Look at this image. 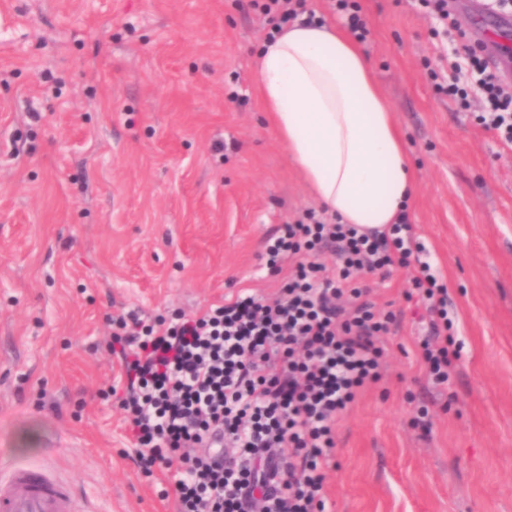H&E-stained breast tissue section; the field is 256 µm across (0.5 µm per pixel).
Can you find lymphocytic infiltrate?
<instances>
[{
  "label": "lymphocytic infiltrate",
  "mask_w": 512,
  "mask_h": 512,
  "mask_svg": "<svg viewBox=\"0 0 512 512\" xmlns=\"http://www.w3.org/2000/svg\"><path fill=\"white\" fill-rule=\"evenodd\" d=\"M466 53L482 75L485 125L512 142V87L474 48ZM327 249L334 265L320 259ZM423 251L407 219L363 231L311 211L266 242V265L281 278L275 297L246 291L197 314L118 316L109 350L126 389L117 405L140 473L175 471L161 498L176 512H326L338 422L382 379L384 339L400 327L353 278L388 275ZM421 269L413 285L430 319L419 361L443 384L459 352L447 291L429 264Z\"/></svg>",
  "instance_id": "lymphocytic-infiltrate-1"
}]
</instances>
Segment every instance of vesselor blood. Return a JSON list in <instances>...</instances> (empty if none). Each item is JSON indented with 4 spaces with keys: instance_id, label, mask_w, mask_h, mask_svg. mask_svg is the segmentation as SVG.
<instances>
[{
    "instance_id": "obj_1",
    "label": "vessel or blood",
    "mask_w": 512,
    "mask_h": 512,
    "mask_svg": "<svg viewBox=\"0 0 512 512\" xmlns=\"http://www.w3.org/2000/svg\"><path fill=\"white\" fill-rule=\"evenodd\" d=\"M0 512H78L70 486L49 470L10 463L0 469Z\"/></svg>"
}]
</instances>
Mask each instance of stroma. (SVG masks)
<instances>
[{
  "label": "stroma",
  "instance_id": "35a3bbf8",
  "mask_svg": "<svg viewBox=\"0 0 512 512\" xmlns=\"http://www.w3.org/2000/svg\"><path fill=\"white\" fill-rule=\"evenodd\" d=\"M489 2L448 0L447 21L428 0H357L462 349L435 385L413 270L361 275L402 322L339 422L328 512H512V143L482 123L462 49L486 43ZM270 31L251 0H0V462L48 464L87 512H174L103 395L124 385L108 316L274 297L265 241L318 207L258 99Z\"/></svg>",
  "mask_w": 512,
  "mask_h": 512
}]
</instances>
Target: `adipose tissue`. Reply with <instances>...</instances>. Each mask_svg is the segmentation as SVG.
<instances>
[{"label": "adipose tissue", "mask_w": 512, "mask_h": 512, "mask_svg": "<svg viewBox=\"0 0 512 512\" xmlns=\"http://www.w3.org/2000/svg\"><path fill=\"white\" fill-rule=\"evenodd\" d=\"M256 79L262 109L311 195L340 223H395L414 175L357 40L323 21L285 27L261 45Z\"/></svg>", "instance_id": "1"}]
</instances>
